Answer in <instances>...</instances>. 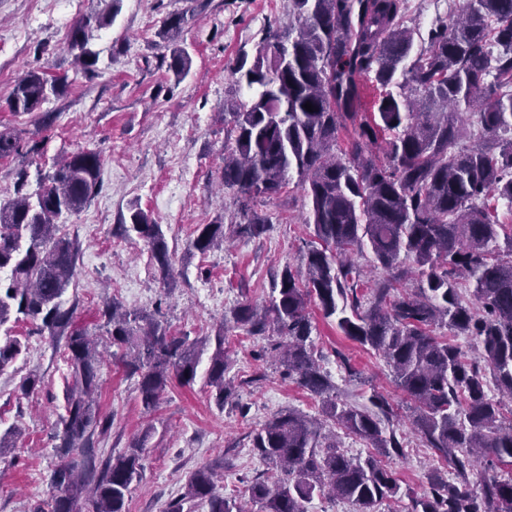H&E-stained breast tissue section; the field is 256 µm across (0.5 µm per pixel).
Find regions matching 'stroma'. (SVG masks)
Returning <instances> with one entry per match:
<instances>
[{
    "label": "stroma",
    "instance_id": "35a3bbf8",
    "mask_svg": "<svg viewBox=\"0 0 512 512\" xmlns=\"http://www.w3.org/2000/svg\"><path fill=\"white\" fill-rule=\"evenodd\" d=\"M111 11L114 23L93 33L97 70L84 74L71 30L87 16ZM181 12L191 68L178 80L167 69L163 31L165 20ZM288 13V0H81L76 8L69 0H0V131L23 129L36 147L24 159L0 160V204L15 198L18 169L27 170L25 190L33 193L56 160L83 149L101 157L99 191L59 219L61 234L80 245L63 300L102 355L95 404L112 426L94 438L96 465L124 453L135 439L146 440L129 512H167L177 499L183 512H207L205 503L183 496L189 476L202 467L218 473L220 493L245 495L248 483L267 470L250 450L251 433L288 409L321 414L320 399L288 379L276 361L277 337H252L224 325L239 305H265L276 272L302 263L311 241L302 191L292 183L257 200L258 213L269 219L265 233L227 240L204 255L192 246L197 225L239 216L236 194L221 185L224 143L235 137L224 122V104L242 96L237 67L253 63L265 35L283 30ZM446 14L442 0H407L405 23L415 44ZM32 70L66 78L67 89L34 112H12L14 85ZM135 206L160 224L172 278L163 276L142 239L123 233ZM113 299L154 315L191 342L224 329L232 397L217 404L204 384L210 365L204 356L193 387L171 383L154 409H144L137 380L127 376L123 354L107 334L103 309ZM310 312L312 344L337 401L360 406L376 390L393 406L392 427L406 448L388 463L401 489L379 512H412L414 500L429 491L428 472L441 464L437 452L415 434L406 396L384 360L344 336L318 306ZM11 333L25 350L0 372V433L16 431L10 447L0 450V512H42L54 472L82 461L77 453L61 456L55 439L73 379L63 342L51 341L40 321L22 320ZM32 374L41 384L28 395L22 382Z\"/></svg>",
    "mask_w": 512,
    "mask_h": 512
}]
</instances>
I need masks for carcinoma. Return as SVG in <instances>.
I'll return each mask as SVG.
<instances>
[{
    "mask_svg": "<svg viewBox=\"0 0 512 512\" xmlns=\"http://www.w3.org/2000/svg\"><path fill=\"white\" fill-rule=\"evenodd\" d=\"M286 33H268L253 65L237 83L251 90L247 101L224 105L236 130L224 144L222 183L241 195L243 221L236 234L254 237L268 218L254 202L279 194L292 175L309 202L313 240L305 269L276 273L267 304L241 305L232 321L251 336L282 338L280 360L288 376L315 396L335 389L314 355L311 300L349 339L378 353L393 381L413 403V428L453 469L451 483L430 475L431 494L412 512H512V475L493 479L476 492L467 469L486 461L512 466V422L504 424L502 403L488 395V381L512 399V225L499 223L492 198L512 206V0H463L451 19L438 18L426 46L414 51L404 27L405 0H290ZM114 16H90L72 32V47L87 74L98 52L89 47L92 28ZM185 13L171 15L164 34L175 44L168 70L177 79L190 71V56L178 45ZM416 58L405 66L411 54ZM385 90L369 114L359 112L361 81ZM395 86L398 92L388 90ZM66 87V78L32 71L15 84L9 105L33 112ZM311 103L314 111L303 105ZM354 130L350 148H338L339 131ZM385 131V157L372 147ZM25 131H0V158L21 155ZM498 142L454 150L460 140ZM97 152L81 150L41 176L33 195L0 205V328L14 320L39 319L50 339H67L76 393L59 416L58 448L83 453V477L73 463L56 470L49 512H128L131 484L141 469L143 443L112 458L101 472L93 462L96 428L106 432L90 395L98 388L99 352L88 332L75 325L62 297L78 259L76 242L58 235L63 213L77 211L100 187ZM125 234L143 239L163 274L172 262L160 225L141 210ZM193 247L205 254L224 241V225L199 224ZM369 246L375 266L397 271L373 289L362 308L359 269L350 253ZM410 261L419 283L411 294H395ZM112 344L133 352L127 372L138 377L141 403L156 406L175 380L195 382L204 347L215 341L206 384L224 402L229 363L224 331L188 342L159 321L130 315L117 304L103 311ZM446 326L474 339L476 356L433 334ZM0 371L22 353L19 339L5 330ZM374 409L334 401L323 413L345 432L367 441L374 452L351 457L326 443L320 420L289 410L255 431L252 451L276 472L253 481L248 496L260 512H307L316 495L328 494L378 512L400 484L383 458L403 453L390 429L392 407L379 393ZM187 495L205 501L209 512H246L236 498L216 493L212 472L199 468Z\"/></svg>",
    "mask_w": 512,
    "mask_h": 512,
    "instance_id": "cac0c4a2",
    "label": "carcinoma"
}]
</instances>
